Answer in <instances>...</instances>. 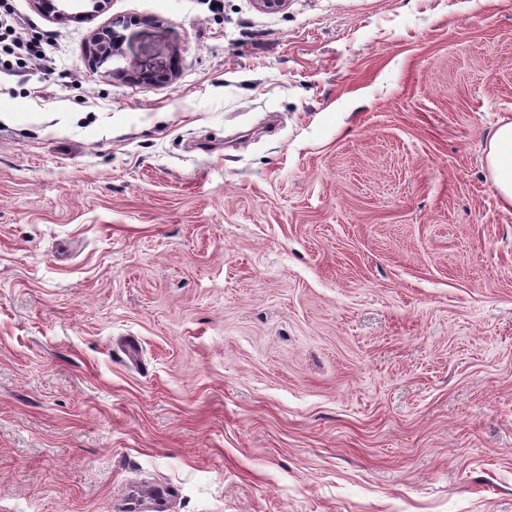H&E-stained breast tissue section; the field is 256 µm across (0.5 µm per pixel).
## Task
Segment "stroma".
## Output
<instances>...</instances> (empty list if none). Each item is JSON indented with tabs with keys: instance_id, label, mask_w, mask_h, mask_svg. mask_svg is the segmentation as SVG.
Wrapping results in <instances>:
<instances>
[{
	"instance_id": "1",
	"label": "stroma",
	"mask_w": 512,
	"mask_h": 512,
	"mask_svg": "<svg viewBox=\"0 0 512 512\" xmlns=\"http://www.w3.org/2000/svg\"><path fill=\"white\" fill-rule=\"evenodd\" d=\"M15 7L0 512H512V0ZM11 1H0V72L23 76L26 72L49 74L53 65V44L49 35L29 37L24 20ZM2 54L13 58L2 59ZM38 9L41 11L52 14L56 18L60 20H68L71 19H79V18H90L94 16V13H99L103 9V2L104 0H96L94 1L92 11H77V12H70L69 9L58 3V2H64V1H57V0H33ZM121 35L111 28L95 30L89 40L88 52L92 66L95 68L112 59L117 52ZM487 164L501 200L512 206V121L502 122L489 134Z\"/></svg>"
}]
</instances>
